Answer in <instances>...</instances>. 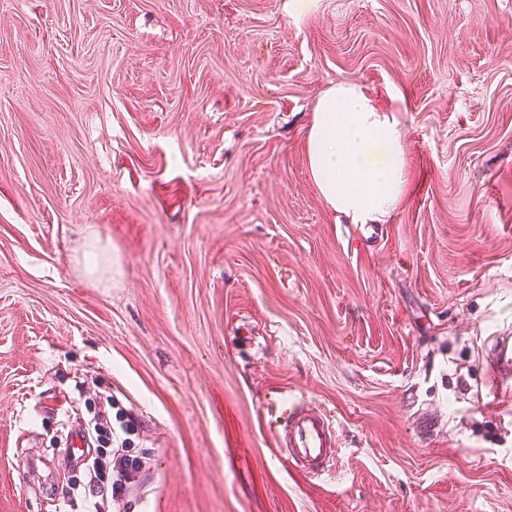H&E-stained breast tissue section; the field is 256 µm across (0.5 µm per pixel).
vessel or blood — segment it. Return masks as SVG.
Returning a JSON list of instances; mask_svg holds the SVG:
<instances>
[{
	"mask_svg": "<svg viewBox=\"0 0 512 512\" xmlns=\"http://www.w3.org/2000/svg\"><path fill=\"white\" fill-rule=\"evenodd\" d=\"M484 374L503 399L512 398V337L498 336L484 361ZM280 448L289 464L308 477L329 471L336 455L331 415L312 402L300 400L285 409Z\"/></svg>",
	"mask_w": 512,
	"mask_h": 512,
	"instance_id": "obj_1",
	"label": "vessel or blood"
}]
</instances>
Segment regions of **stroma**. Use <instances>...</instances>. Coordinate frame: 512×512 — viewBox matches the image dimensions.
I'll return each mask as SVG.
<instances>
[{
  "instance_id": "1",
  "label": "stroma",
  "mask_w": 512,
  "mask_h": 512,
  "mask_svg": "<svg viewBox=\"0 0 512 512\" xmlns=\"http://www.w3.org/2000/svg\"><path fill=\"white\" fill-rule=\"evenodd\" d=\"M340 82L402 130L380 224L310 177ZM509 331L512 0H0V512H84L57 436L103 397L112 512H512ZM296 398L317 479L275 443ZM512 337L495 336L489 353L484 361V374L495 393L509 402L512 396ZM283 420L280 444H276L287 462L309 478L329 471L337 448L332 416L302 399L288 405Z\"/></svg>"
}]
</instances>
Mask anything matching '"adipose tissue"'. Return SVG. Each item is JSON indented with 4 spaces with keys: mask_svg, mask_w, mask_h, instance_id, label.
I'll return each mask as SVG.
<instances>
[{
    "mask_svg": "<svg viewBox=\"0 0 512 512\" xmlns=\"http://www.w3.org/2000/svg\"><path fill=\"white\" fill-rule=\"evenodd\" d=\"M311 178L325 202L356 224H375L400 204L406 188L399 122L355 85L320 99L307 134Z\"/></svg>",
    "mask_w": 512,
    "mask_h": 512,
    "instance_id": "adipose-tissue-1",
    "label": "adipose tissue"
}]
</instances>
